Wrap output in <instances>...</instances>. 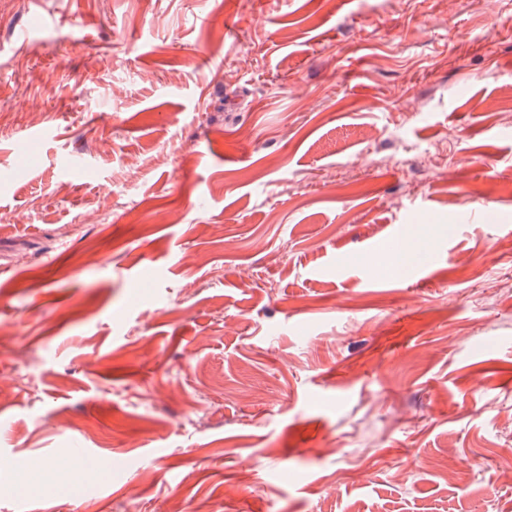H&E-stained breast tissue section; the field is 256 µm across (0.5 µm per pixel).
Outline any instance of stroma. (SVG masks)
Here are the masks:
<instances>
[{
  "label": "stroma",
  "instance_id": "1",
  "mask_svg": "<svg viewBox=\"0 0 512 512\" xmlns=\"http://www.w3.org/2000/svg\"><path fill=\"white\" fill-rule=\"evenodd\" d=\"M511 91L512 0H0V512H512ZM423 237L417 231L408 241L400 244L398 251L393 255L394 262L401 269L416 261L422 252Z\"/></svg>",
  "mask_w": 512,
  "mask_h": 512
}]
</instances>
